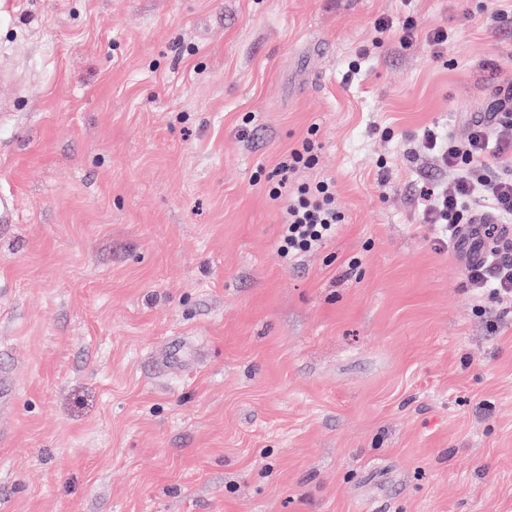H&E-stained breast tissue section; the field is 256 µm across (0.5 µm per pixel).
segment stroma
I'll use <instances>...</instances> for the list:
<instances>
[{"label": "stroma", "instance_id": "1", "mask_svg": "<svg viewBox=\"0 0 512 512\" xmlns=\"http://www.w3.org/2000/svg\"><path fill=\"white\" fill-rule=\"evenodd\" d=\"M499 7L0 0V512H512V309L418 202L512 89ZM312 128L345 219L289 261ZM315 144L309 139H304L301 144L291 149L288 155V164L282 165L283 170H291L296 167H312L316 164Z\"/></svg>", "mask_w": 512, "mask_h": 512}]
</instances>
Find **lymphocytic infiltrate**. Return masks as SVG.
<instances>
[{
	"instance_id": "1",
	"label": "lymphocytic infiltrate",
	"mask_w": 512,
	"mask_h": 512,
	"mask_svg": "<svg viewBox=\"0 0 512 512\" xmlns=\"http://www.w3.org/2000/svg\"><path fill=\"white\" fill-rule=\"evenodd\" d=\"M378 34L394 31L402 49H409L418 36H425L436 55L448 50V30L440 25L419 29L413 17H405L402 24L379 17L374 21ZM490 132L482 123H473L464 138L441 137L431 129L421 137L422 148L435 152L442 168L453 180L452 188L427 191L423 199V221L447 228L448 243L464 247L459 231L473 216L471 203H486L500 224L512 223V168L500 169L488 165L484 156L488 149ZM272 199H285L286 221L282 230L278 253L281 257H296L311 251L336 234L343 216L336 207L333 182L317 180L287 188L285 180H278L271 188ZM464 276L472 288L486 294L497 303L512 304V245L491 247L482 262L468 265Z\"/></svg>"
}]
</instances>
